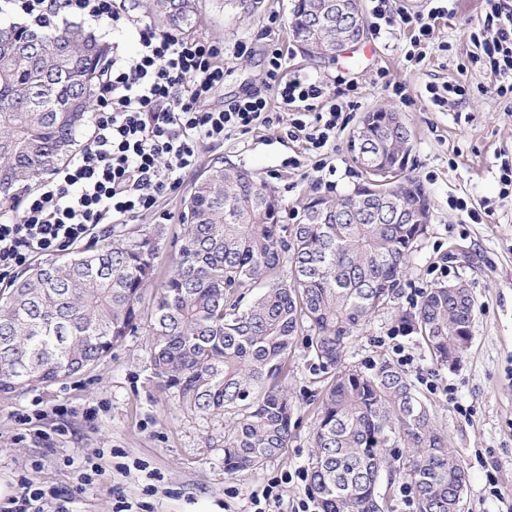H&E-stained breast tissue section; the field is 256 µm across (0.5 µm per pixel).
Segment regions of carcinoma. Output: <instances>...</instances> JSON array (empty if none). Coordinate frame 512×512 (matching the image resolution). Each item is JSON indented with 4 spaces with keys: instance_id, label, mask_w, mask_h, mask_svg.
I'll list each match as a JSON object with an SVG mask.
<instances>
[{
    "instance_id": "cac0c4a2",
    "label": "carcinoma",
    "mask_w": 512,
    "mask_h": 512,
    "mask_svg": "<svg viewBox=\"0 0 512 512\" xmlns=\"http://www.w3.org/2000/svg\"><path fill=\"white\" fill-rule=\"evenodd\" d=\"M326 0H299L292 35L306 54L336 43L342 23L312 28ZM168 26L193 27L197 0H149ZM18 51L0 46V201L16 199L68 160L92 111L109 56L101 39L49 24L15 23ZM86 93L83 111H69ZM367 151L389 165L411 151L410 134L368 129ZM356 192L317 195L283 237L275 191L216 161L195 180L182 214L181 245L158 287L149 357L161 387L203 414L223 413L224 470H255L287 447L292 401L283 386L299 338L334 377L320 403L310 489L323 512H384L381 478L410 481L420 512H449L466 472L429 407L387 362L344 367L352 333L391 299L425 224H387ZM399 206L429 207L407 174ZM158 243H104L47 260L0 290V392L48 387L100 362L142 323ZM433 361L456 365L469 347L470 301L440 285L401 314ZM405 457V472L391 460Z\"/></svg>"
}]
</instances>
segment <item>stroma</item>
Instances as JSON below:
<instances>
[{"instance_id":"obj_1","label":"stroma","mask_w":512,"mask_h":512,"mask_svg":"<svg viewBox=\"0 0 512 512\" xmlns=\"http://www.w3.org/2000/svg\"><path fill=\"white\" fill-rule=\"evenodd\" d=\"M292 7L293 0H198L191 34L224 48V86L209 101L215 109L261 88L267 52L276 47L286 56L284 79L353 82L355 93L338 99L342 119L329 146L332 171H316L314 154L279 126L207 141L198 148L195 172L187 173L177 190L110 237L156 238L157 277L165 279L195 174L218 158L275 190L283 224L296 223L307 196H339L361 183L348 141L364 113L378 106L399 112L412 134L408 170L427 190L431 222L413 245L395 298L350 337L345 365L365 371L383 360L396 362L397 349H404L412 358L405 373L467 473L463 512H506V504L490 494L486 475L495 473L500 485L512 490V197H502L498 181L502 161L512 158V95L496 94L486 69L472 61L480 52L472 34L485 14L484 2L450 0V16L436 21L420 48L421 59L412 62L405 55L417 49L414 29L390 34L370 24L360 45L333 59L310 58L289 33ZM273 17L278 20L274 26L269 23ZM55 23L96 32L114 54H136L135 30L117 32L64 15ZM461 79L468 87L464 101L452 97L440 107L431 103L432 94H445ZM453 199L478 212L493 209L494 215L471 221L450 207ZM110 237L102 234L98 240ZM455 282L465 283L475 300L472 340L459 364L440 367L400 314L427 289ZM149 342L147 327H140L89 372L47 388L0 393V488H11L25 470L43 486L63 488L76 478L66 459L98 456L106 472L74 504V512H112L114 486L133 504L144 498L145 487H153L149 499L155 512H251L253 491L282 473L308 468L330 377L305 343H298L288 360L286 387L295 427L287 448L259 469L230 475L224 471L223 415L190 411L177 393L162 390L148 356ZM37 398L44 412L25 439L16 441L13 414L31 409ZM58 403L68 405V416L53 413ZM92 406L98 407L99 419L90 426L83 413ZM113 448L122 449V456H110Z\"/></svg>"}]
</instances>
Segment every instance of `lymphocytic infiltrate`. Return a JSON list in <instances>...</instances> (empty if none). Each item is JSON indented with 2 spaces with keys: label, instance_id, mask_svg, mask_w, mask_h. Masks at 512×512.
I'll return each instance as SVG.
<instances>
[{
  "label": "lymphocytic infiltrate",
  "instance_id": "lymphocytic-infiltrate-1",
  "mask_svg": "<svg viewBox=\"0 0 512 512\" xmlns=\"http://www.w3.org/2000/svg\"><path fill=\"white\" fill-rule=\"evenodd\" d=\"M33 23L64 12L105 23L115 30L137 29L139 48L132 60L110 58L97 90L92 131L86 146L55 168L19 202L18 218L0 221V284L9 282L33 257L81 245L99 225L129 223L152 210L159 197L177 188L193 169L197 147L233 133H248L287 123L288 137L305 142L325 168V149L335 136L342 109L324 82L283 80L284 56L273 49L263 91L247 93L223 109L208 101L224 84V50L195 37L160 34L117 6L116 0H7ZM388 0H367V13L390 30L412 26L429 40L447 4L428 16L392 11ZM480 61L498 94H512V0H485ZM289 108L291 119L269 108L270 98ZM322 108H315V101ZM103 468L93 460L81 465L75 484L44 489L19 475L0 512H70L69 506L98 481Z\"/></svg>",
  "mask_w": 512,
  "mask_h": 512
}]
</instances>
